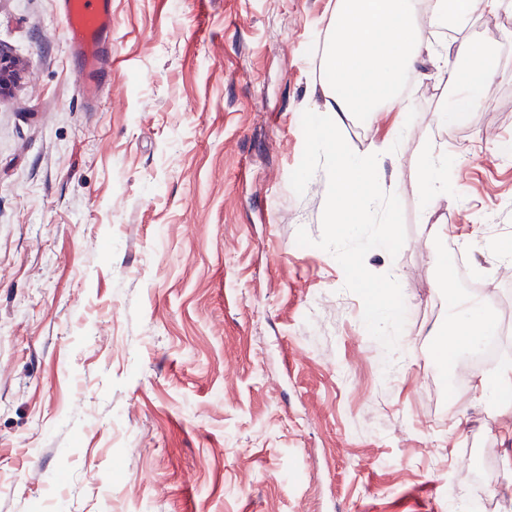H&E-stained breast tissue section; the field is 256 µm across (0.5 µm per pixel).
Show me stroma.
Instances as JSON below:
<instances>
[{"mask_svg":"<svg viewBox=\"0 0 512 512\" xmlns=\"http://www.w3.org/2000/svg\"><path fill=\"white\" fill-rule=\"evenodd\" d=\"M335 3L112 0L89 109L58 0H0V512H512V409L435 358L458 262L512 315V30L459 22L497 76L452 123L440 53L405 117L344 120L355 155L406 131L339 238L307 139ZM417 185L431 204L448 190V156L430 153L419 167Z\"/></svg>","mask_w":512,"mask_h":512,"instance_id":"stroma-1","label":"stroma"}]
</instances>
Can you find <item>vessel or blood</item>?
<instances>
[{"mask_svg":"<svg viewBox=\"0 0 512 512\" xmlns=\"http://www.w3.org/2000/svg\"><path fill=\"white\" fill-rule=\"evenodd\" d=\"M64 34L82 78L86 102H94L112 72V0H59Z\"/></svg>","mask_w":512,"mask_h":512,"instance_id":"1","label":"vessel or blood"}]
</instances>
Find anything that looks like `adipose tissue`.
<instances>
[{
  "instance_id": "1",
  "label": "adipose tissue",
  "mask_w": 512,
  "mask_h": 512,
  "mask_svg": "<svg viewBox=\"0 0 512 512\" xmlns=\"http://www.w3.org/2000/svg\"><path fill=\"white\" fill-rule=\"evenodd\" d=\"M425 11L442 20L451 14L461 18L469 11V0H336L326 26L322 57L325 108L316 112L307 138L313 152L329 157L337 201L363 207L374 199L371 188L392 154V140H384L369 154L355 157L336 129L341 117L347 115L365 117L400 108L405 75L432 53L431 46L422 42L417 26L419 15ZM453 54L467 61L466 67L450 74L456 94L447 112L456 118L472 109L496 71L483 51L470 42H460ZM449 328L456 346L476 343L487 329L483 301L468 297L455 302ZM511 389L510 360L491 363L474 386L477 397L496 413L506 410L503 394Z\"/></svg>"
}]
</instances>
